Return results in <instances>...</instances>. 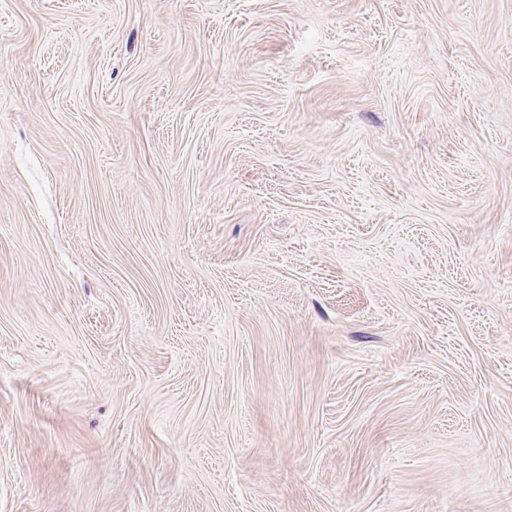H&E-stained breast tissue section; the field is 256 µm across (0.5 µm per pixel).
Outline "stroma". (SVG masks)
<instances>
[{
  "instance_id": "stroma-1",
  "label": "stroma",
  "mask_w": 512,
  "mask_h": 512,
  "mask_svg": "<svg viewBox=\"0 0 512 512\" xmlns=\"http://www.w3.org/2000/svg\"><path fill=\"white\" fill-rule=\"evenodd\" d=\"M0 512H512V0H0Z\"/></svg>"
}]
</instances>
